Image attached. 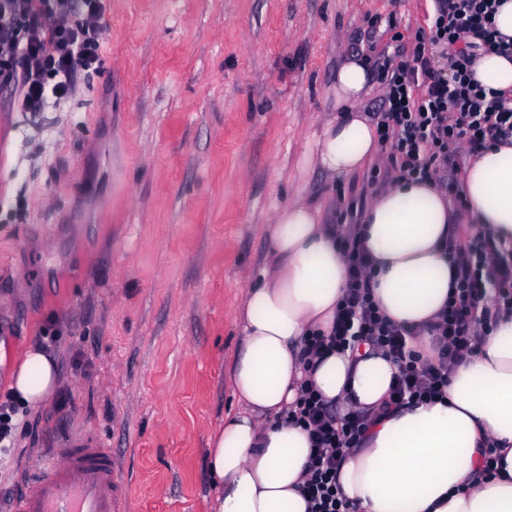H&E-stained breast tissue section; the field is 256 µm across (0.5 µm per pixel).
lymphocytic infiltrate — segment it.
<instances>
[{
  "instance_id": "f902f5d3",
  "label": "lymphocytic infiltrate",
  "mask_w": 512,
  "mask_h": 512,
  "mask_svg": "<svg viewBox=\"0 0 512 512\" xmlns=\"http://www.w3.org/2000/svg\"><path fill=\"white\" fill-rule=\"evenodd\" d=\"M501 2L435 0L429 33L417 39L412 59L377 57L384 93L373 118L383 158L370 171L372 183L430 180L462 209L464 160L512 143V92L485 88L472 73L478 52L512 55V41L495 27ZM104 33L102 0H0V89L16 91L18 110L44 111L74 91L79 73L96 70ZM433 48L444 52L441 66L430 63ZM358 213V202H350L332 227L348 282L331 331L306 339L305 352L314 358L327 349L380 350L399 366L386 407L441 399L450 374L478 349L493 319L512 314V244L481 231H455L446 240L452 288L434 326V356L427 359L411 348L413 331L387 319L372 298V264L357 236ZM285 418L309 433L304 491L310 512H353L337 470L378 413H338L306 385Z\"/></svg>"
}]
</instances>
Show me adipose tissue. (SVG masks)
Segmentation results:
<instances>
[{
    "label": "adipose tissue",
    "mask_w": 512,
    "mask_h": 512,
    "mask_svg": "<svg viewBox=\"0 0 512 512\" xmlns=\"http://www.w3.org/2000/svg\"><path fill=\"white\" fill-rule=\"evenodd\" d=\"M475 78L512 90V56L480 54ZM372 77L351 59L336 70L339 112L316 142L314 162L332 175L351 174L379 151L376 130L359 110ZM470 211L489 234L512 242V144L471 160L461 175ZM457 216L431 182H394L366 207L360 241L373 263V293L394 323L417 333L431 352L430 328L448 301L451 266L443 244ZM347 269L320 212L296 200L276 210L269 261L237 309L240 344L229 366L241 408L208 438L206 464L216 490L215 512H309L303 474L307 433L282 418L303 380L338 407L376 409L398 365L368 348L324 351L312 370L301 357L310 332L328 331ZM54 354L31 346L10 375L16 403L37 409L60 385ZM498 446L503 468L484 476L485 440ZM356 512H512V315L498 317L482 345L448 379L442 401L388 412L363 447L347 454L338 474Z\"/></svg>",
    "instance_id": "obj_1"
}]
</instances>
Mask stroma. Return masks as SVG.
Listing matches in <instances>:
<instances>
[{"mask_svg": "<svg viewBox=\"0 0 512 512\" xmlns=\"http://www.w3.org/2000/svg\"><path fill=\"white\" fill-rule=\"evenodd\" d=\"M99 67L65 101L0 93V394L55 337L62 375L18 408L0 512L53 449H111L128 512H212L211 431L239 408L226 376L242 294L295 198L335 221L373 197L364 171L312 162L336 68L413 49L432 0H104Z\"/></svg>", "mask_w": 512, "mask_h": 512, "instance_id": "1", "label": "stroma"}]
</instances>
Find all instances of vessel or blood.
<instances>
[{
    "mask_svg": "<svg viewBox=\"0 0 512 512\" xmlns=\"http://www.w3.org/2000/svg\"><path fill=\"white\" fill-rule=\"evenodd\" d=\"M11 512H118L112 451L84 442L57 449Z\"/></svg>",
    "mask_w": 512,
    "mask_h": 512,
    "instance_id": "b4317fda",
    "label": "vessel or blood"
}]
</instances>
